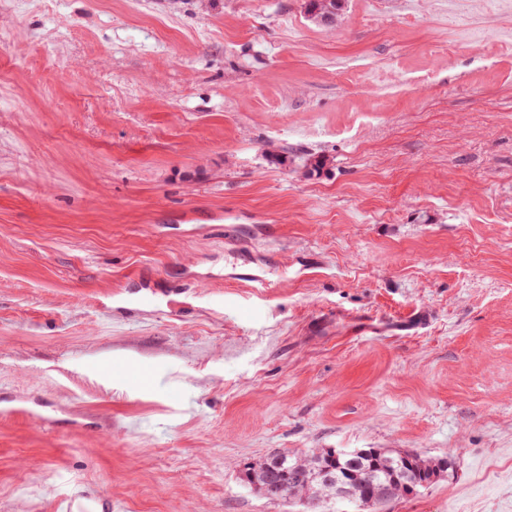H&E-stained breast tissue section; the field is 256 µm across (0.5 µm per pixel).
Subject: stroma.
<instances>
[{
  "label": "stroma",
  "instance_id": "obj_1",
  "mask_svg": "<svg viewBox=\"0 0 512 512\" xmlns=\"http://www.w3.org/2000/svg\"><path fill=\"white\" fill-rule=\"evenodd\" d=\"M306 5L0 0V512H512V0ZM343 0H309L308 11L314 18L333 22L342 10ZM351 453L339 452L336 458L334 449H314L297 455L273 453L265 456L258 463H250L244 468L243 482L269 499L293 500L300 503L306 512H320L319 503L334 493V489L316 485L309 489L292 482L289 473L296 466L312 467L317 470L328 469L338 480V486L344 487L354 496L373 497L378 486L391 484L395 478L400 480L392 491V499L412 494L422 488V481H429L430 476L441 468L440 460H433L415 455L407 460L401 453H385L374 448ZM404 460L410 465L404 464ZM276 470L281 478L276 483L267 482V474ZM389 500V501H391ZM318 501V503L316 502ZM387 502L378 503L375 509Z\"/></svg>",
  "mask_w": 512,
  "mask_h": 512
}]
</instances>
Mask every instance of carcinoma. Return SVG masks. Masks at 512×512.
<instances>
[{
	"mask_svg": "<svg viewBox=\"0 0 512 512\" xmlns=\"http://www.w3.org/2000/svg\"><path fill=\"white\" fill-rule=\"evenodd\" d=\"M343 0H308V11L317 19L332 22L342 10ZM399 453H385L374 448L359 452L336 453L334 449H314L307 453H273L257 463L244 468L243 482L254 486L269 499L293 500L318 512L319 502L332 495L334 490L323 485L309 489L292 482L289 473L297 466L326 469L338 480V485L354 496L371 497L379 486L394 484L392 498L396 499L417 491L422 482L441 468V461L415 455L404 464Z\"/></svg>",
	"mask_w": 512,
	"mask_h": 512,
	"instance_id": "cac0c4a2",
	"label": "carcinoma"
}]
</instances>
